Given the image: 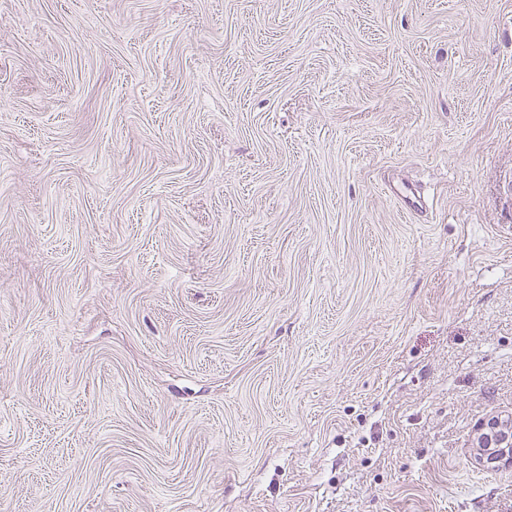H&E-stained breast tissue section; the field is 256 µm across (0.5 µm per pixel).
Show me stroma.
<instances>
[{
	"instance_id": "stroma-1",
	"label": "stroma",
	"mask_w": 512,
	"mask_h": 512,
	"mask_svg": "<svg viewBox=\"0 0 512 512\" xmlns=\"http://www.w3.org/2000/svg\"><path fill=\"white\" fill-rule=\"evenodd\" d=\"M509 181L512 0H0V512H512ZM508 430L507 424L501 421L493 420L486 424V432L480 437L481 447L484 450H492L487 453L486 461L488 463L498 462L500 460L512 461V433L511 427Z\"/></svg>"
}]
</instances>
